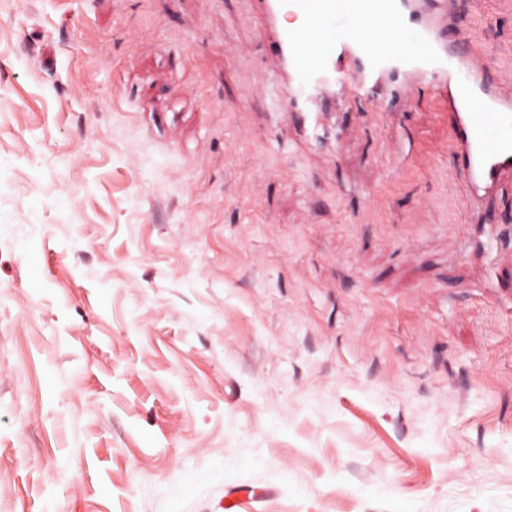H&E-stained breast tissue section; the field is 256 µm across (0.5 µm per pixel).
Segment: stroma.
Wrapping results in <instances>:
<instances>
[{"instance_id": "obj_1", "label": "stroma", "mask_w": 512, "mask_h": 512, "mask_svg": "<svg viewBox=\"0 0 512 512\" xmlns=\"http://www.w3.org/2000/svg\"><path fill=\"white\" fill-rule=\"evenodd\" d=\"M279 81L256 0H0V512H512V184Z\"/></svg>"}]
</instances>
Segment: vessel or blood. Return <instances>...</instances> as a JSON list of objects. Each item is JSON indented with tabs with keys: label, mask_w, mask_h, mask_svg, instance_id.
<instances>
[{
	"label": "vessel or blood",
	"mask_w": 512,
	"mask_h": 512,
	"mask_svg": "<svg viewBox=\"0 0 512 512\" xmlns=\"http://www.w3.org/2000/svg\"><path fill=\"white\" fill-rule=\"evenodd\" d=\"M272 63L284 93L301 103L298 124L320 137L322 103L374 96L392 77L424 81L445 106L457 168L473 196L512 179V94L496 89L480 59L450 43L448 0H258ZM304 25L289 28L286 11ZM386 23L387 39H359Z\"/></svg>",
	"instance_id": "b4317fda"
}]
</instances>
